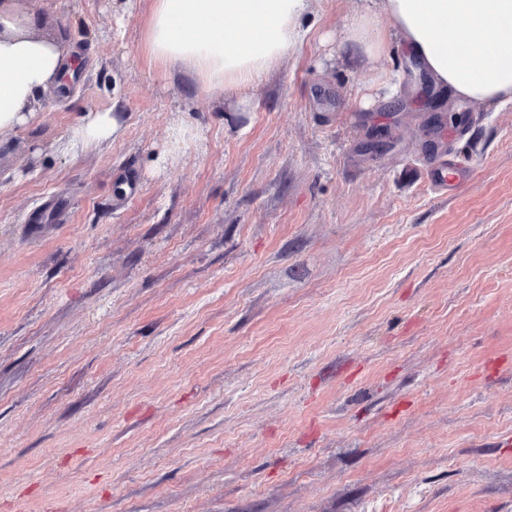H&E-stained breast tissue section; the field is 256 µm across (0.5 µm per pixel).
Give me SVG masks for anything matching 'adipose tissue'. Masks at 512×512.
<instances>
[{
  "instance_id": "1",
  "label": "adipose tissue",
  "mask_w": 512,
  "mask_h": 512,
  "mask_svg": "<svg viewBox=\"0 0 512 512\" xmlns=\"http://www.w3.org/2000/svg\"><path fill=\"white\" fill-rule=\"evenodd\" d=\"M342 29L353 53L416 58L458 100L512 102V0H357ZM309 0H152L143 41L150 61L189 68L215 96L276 69L310 33ZM19 0H0V136L26 125L37 96L73 71L66 51L35 32ZM118 114L89 113L69 150L112 140Z\"/></svg>"
}]
</instances>
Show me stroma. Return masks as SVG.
Masks as SVG:
<instances>
[{"label": "stroma", "instance_id": "stroma-1", "mask_svg": "<svg viewBox=\"0 0 512 512\" xmlns=\"http://www.w3.org/2000/svg\"><path fill=\"white\" fill-rule=\"evenodd\" d=\"M150 4L22 3L83 67L0 138V512H512V103L394 111L403 53L310 0L244 112L146 60ZM116 112H90L75 125L68 139V150H84L112 140L121 129Z\"/></svg>", "mask_w": 512, "mask_h": 512}]
</instances>
